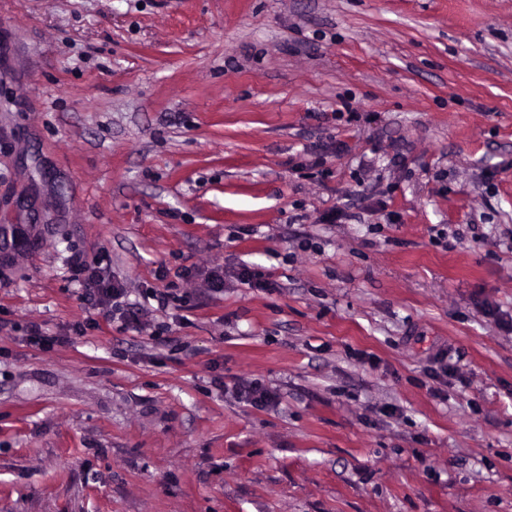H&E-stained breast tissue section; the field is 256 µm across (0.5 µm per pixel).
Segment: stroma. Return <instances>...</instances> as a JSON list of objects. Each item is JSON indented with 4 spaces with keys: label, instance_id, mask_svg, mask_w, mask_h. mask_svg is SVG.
Segmentation results:
<instances>
[{
    "label": "stroma",
    "instance_id": "35a3bbf8",
    "mask_svg": "<svg viewBox=\"0 0 512 512\" xmlns=\"http://www.w3.org/2000/svg\"><path fill=\"white\" fill-rule=\"evenodd\" d=\"M1 224L0 512H512V0H0ZM73 281L78 282L82 292L81 299L92 308L106 309L113 323H119L121 330L140 329L152 319L153 312L166 310L171 303L178 300L170 288H146L141 292L143 303L129 302V292L124 281L103 266V260L88 262L80 256L71 263ZM150 300L156 303L151 305ZM234 392L239 399L261 408L268 406L276 398L275 391L252 382L238 384Z\"/></svg>",
    "mask_w": 512,
    "mask_h": 512
}]
</instances>
